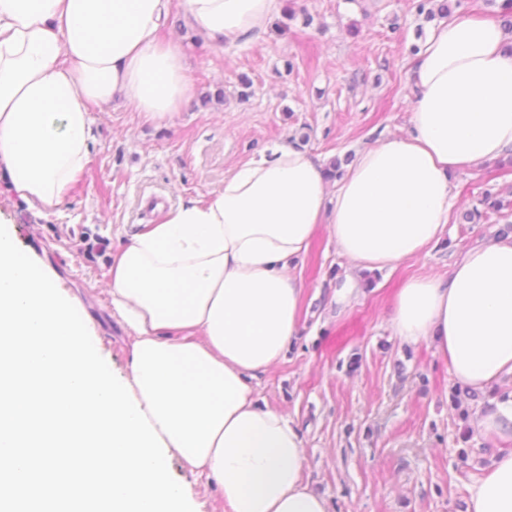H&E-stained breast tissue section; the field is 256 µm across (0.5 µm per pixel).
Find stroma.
Returning <instances> with one entry per match:
<instances>
[{
	"label": "stroma",
	"instance_id": "obj_1",
	"mask_svg": "<svg viewBox=\"0 0 512 512\" xmlns=\"http://www.w3.org/2000/svg\"><path fill=\"white\" fill-rule=\"evenodd\" d=\"M284 8L277 19L287 34L233 48L172 16L167 31L188 50L194 86L180 112L152 123L119 100L94 109L89 163L58 205L29 208L0 184V221L89 310L114 374H128L133 338L112 308L108 271L134 232L223 188L235 164L274 143L292 141L324 167L409 129L411 62L434 21L412 0H285ZM487 191L512 195V168L488 160L456 174L447 233L396 269L354 267L324 232L295 270L305 330L255 380V394L299 429L304 476L332 512H463L472 481L494 454L512 450L511 439L495 442L471 426L486 396H453L434 347L402 343L392 327L391 298L404 278L447 276L468 248L497 237L502 215L463 219ZM152 195L161 207L147 208ZM349 277L362 291L338 303L334 292Z\"/></svg>",
	"mask_w": 512,
	"mask_h": 512
}]
</instances>
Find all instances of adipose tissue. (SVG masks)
Here are the masks:
<instances>
[{
	"mask_svg": "<svg viewBox=\"0 0 512 512\" xmlns=\"http://www.w3.org/2000/svg\"><path fill=\"white\" fill-rule=\"evenodd\" d=\"M283 0H0V181L32 208L71 193L89 162L91 110L122 99L149 121L193 94L173 11L234 47ZM409 133L357 153L335 186L294 143L236 164L224 187L133 235L112 259V305L133 333L127 381L166 444L223 492L225 512H331L303 476L304 440L253 382L299 334L293 273L319 232L356 266L426 254L451 178L512 152V49L491 18L434 27L419 49ZM394 333L427 341L455 381L492 398L475 422L512 439V234L468 249L447 278L398 288ZM465 512H512V451L468 489Z\"/></svg>",
	"mask_w": 512,
	"mask_h": 512,
	"instance_id": "1",
	"label": "adipose tissue"
}]
</instances>
